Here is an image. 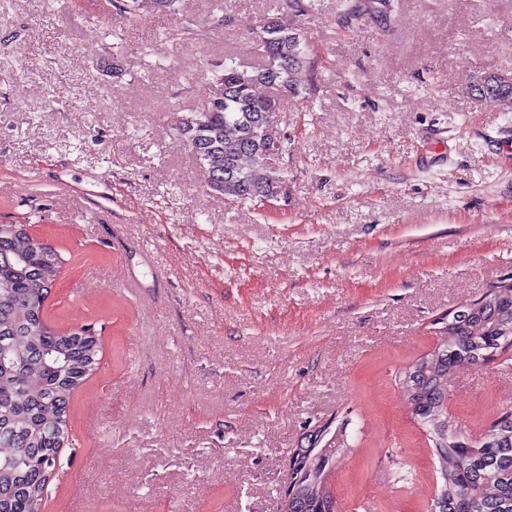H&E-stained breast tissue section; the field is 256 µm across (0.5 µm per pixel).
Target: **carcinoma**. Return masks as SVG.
I'll return each mask as SVG.
<instances>
[{"label": "carcinoma", "mask_w": 512, "mask_h": 512, "mask_svg": "<svg viewBox=\"0 0 512 512\" xmlns=\"http://www.w3.org/2000/svg\"><path fill=\"white\" fill-rule=\"evenodd\" d=\"M178 0H120L124 19L168 12ZM264 63L250 69L224 58L211 71L221 93L176 117L173 130L207 174L210 190L239 202L280 188V173L269 166L262 133L277 124L278 99L261 96L259 86L300 95L314 84L317 64L306 39L277 17L250 29ZM467 93L512 112V71L481 72ZM63 263L50 243L25 224H0V512H41L50 482L60 473L58 448L69 441L71 397L98 365L101 336L90 328L61 332L51 326L45 303ZM481 315L453 317L432 351L414 363L416 376L400 380L411 417L434 435L441 483L434 490L437 512H512V428L490 426L497 444L468 445L446 414L448 375L490 360L512 346V330L500 329L512 312V284L472 301ZM288 473L295 494L309 512H336L327 471L336 449L300 448Z\"/></svg>", "instance_id": "carcinoma-1"}]
</instances>
